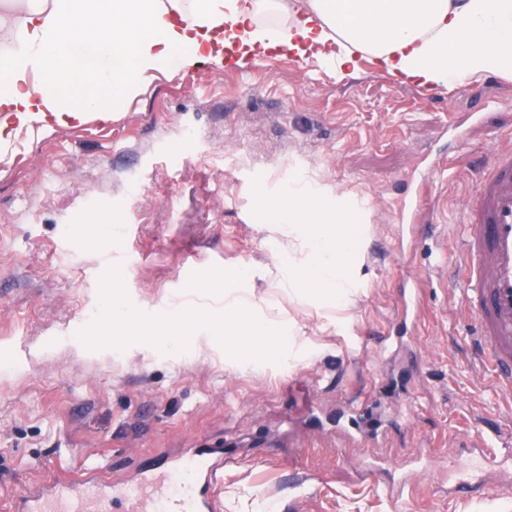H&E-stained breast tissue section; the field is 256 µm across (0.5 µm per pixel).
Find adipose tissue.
<instances>
[{
	"mask_svg": "<svg viewBox=\"0 0 512 512\" xmlns=\"http://www.w3.org/2000/svg\"><path fill=\"white\" fill-rule=\"evenodd\" d=\"M0 152L9 127L111 118L157 74L284 48L344 74L367 54L420 86L512 75V0H0ZM271 211L304 224L322 255L298 271L334 290L346 218L297 195Z\"/></svg>",
	"mask_w": 512,
	"mask_h": 512,
	"instance_id": "adipose-tissue-1",
	"label": "adipose tissue"
}]
</instances>
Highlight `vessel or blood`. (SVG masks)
Listing matches in <instances>:
<instances>
[{"instance_id": "obj_1", "label": "vessel or blood", "mask_w": 512, "mask_h": 512, "mask_svg": "<svg viewBox=\"0 0 512 512\" xmlns=\"http://www.w3.org/2000/svg\"><path fill=\"white\" fill-rule=\"evenodd\" d=\"M441 167L418 181L407 206L410 223H420L433 200L431 188ZM469 232L462 244L440 237V249L456 254L452 274L465 285L462 302L473 323L474 341L499 388L512 393V152H493L481 165L465 208ZM171 472L150 468L126 483L109 469L80 468L14 497L12 512H218L217 489L224 481V458L196 449L171 459ZM504 457L484 453L472 469L454 479L450 493L473 489L480 473L499 469Z\"/></svg>"}]
</instances>
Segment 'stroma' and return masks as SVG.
Returning <instances> with one entry per match:
<instances>
[{
	"mask_svg": "<svg viewBox=\"0 0 512 512\" xmlns=\"http://www.w3.org/2000/svg\"><path fill=\"white\" fill-rule=\"evenodd\" d=\"M498 147L512 148V77L432 96L368 55L341 76L284 49L159 76L106 121L22 128L0 161V512L84 464L131 476L200 446L236 459L221 512H393L403 481L417 512H512L497 491L448 493L469 448L512 451V397L450 311L459 290L423 287L413 323L399 296L439 257L403 224L418 174L447 161L434 195L460 239ZM290 187L348 218L342 297L289 277L317 251L287 248L290 224L265 209ZM224 267L236 284L196 286ZM238 306L279 351L209 344L205 325L142 336ZM115 311L127 339L99 344Z\"/></svg>",
	"mask_w": 512,
	"mask_h": 512,
	"instance_id": "1",
	"label": "stroma"
}]
</instances>
